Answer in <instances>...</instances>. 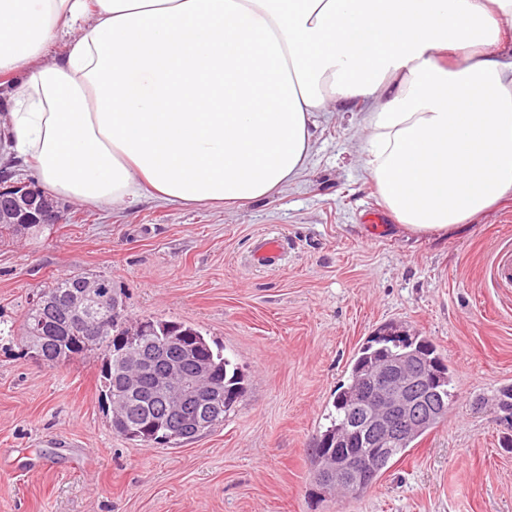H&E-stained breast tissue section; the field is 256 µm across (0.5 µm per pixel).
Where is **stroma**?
Returning <instances> with one entry per match:
<instances>
[{"label":"stroma","mask_w":512,"mask_h":512,"mask_svg":"<svg viewBox=\"0 0 512 512\" xmlns=\"http://www.w3.org/2000/svg\"><path fill=\"white\" fill-rule=\"evenodd\" d=\"M360 115L318 120L305 170L239 208L143 199L62 203L38 237L0 242V323L20 322L50 278L112 280L124 315L191 323L247 378L222 427L143 448L113 432L87 355L51 368L0 340V512H512V201L435 238L383 208L360 156ZM277 236V264L253 265ZM398 322L453 373L448 417L363 497L320 495L305 448L368 336ZM285 250L284 240L278 237L263 238L255 247L252 261L259 266H269L271 260L282 256Z\"/></svg>","instance_id":"stroma-1"}]
</instances>
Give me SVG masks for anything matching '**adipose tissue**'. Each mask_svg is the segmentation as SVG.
<instances>
[{"mask_svg":"<svg viewBox=\"0 0 512 512\" xmlns=\"http://www.w3.org/2000/svg\"><path fill=\"white\" fill-rule=\"evenodd\" d=\"M509 40L512 0H0V165L86 206L240 207L362 104L384 209L444 236L512 199Z\"/></svg>","mask_w":512,"mask_h":512,"instance_id":"1","label":"adipose tissue"}]
</instances>
